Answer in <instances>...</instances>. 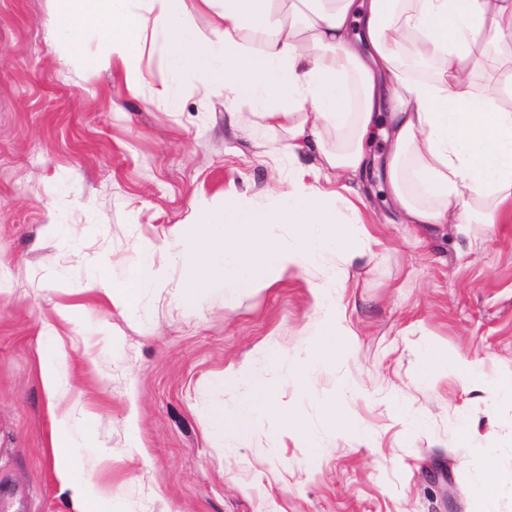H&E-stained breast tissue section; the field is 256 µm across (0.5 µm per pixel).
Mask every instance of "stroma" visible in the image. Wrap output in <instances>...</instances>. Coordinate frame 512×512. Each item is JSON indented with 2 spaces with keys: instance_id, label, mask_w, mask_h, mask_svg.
Instances as JSON below:
<instances>
[{
  "instance_id": "stroma-1",
  "label": "stroma",
  "mask_w": 512,
  "mask_h": 512,
  "mask_svg": "<svg viewBox=\"0 0 512 512\" xmlns=\"http://www.w3.org/2000/svg\"><path fill=\"white\" fill-rule=\"evenodd\" d=\"M51 14L52 0H0V483L24 490L29 512H72L39 370L57 343L59 401L74 436H94L73 451L77 474H111L112 512H471L469 484L486 461L512 474V399L443 372L430 385L416 378L431 342L481 358L484 376L512 373V221L403 224L379 175L366 176L371 252L350 265L346 287L329 290L354 330L351 355L314 368L315 396L301 399L289 376L315 341L313 277L217 289L187 309L182 270L159 247L194 198L234 189L269 206L292 167L269 157L285 133L247 103L249 124L229 127L223 91L176 74L161 42L147 41L128 71L92 68L104 49L95 36L62 57ZM142 248L166 272L143 293L144 314L78 291L102 259L124 279ZM67 306L76 320L59 317ZM266 350L281 359L265 382L282 404L302 403L323 450L314 464L264 417L236 437L210 430V409L236 408L251 385L242 367ZM339 402L366 440L330 422ZM397 403L422 417L421 430L393 418ZM463 419L466 448L454 435Z\"/></svg>"
}]
</instances>
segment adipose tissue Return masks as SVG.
<instances>
[{
    "label": "adipose tissue",
    "instance_id": "obj_1",
    "mask_svg": "<svg viewBox=\"0 0 512 512\" xmlns=\"http://www.w3.org/2000/svg\"><path fill=\"white\" fill-rule=\"evenodd\" d=\"M60 47L78 55L87 34L106 44L92 61L97 70L130 68L144 52L146 36L161 37L176 67L203 85L227 86V98L260 110L268 127L284 131L290 159L313 156L315 171L331 175L383 170L395 209L405 224H497L512 217V81L500 73L512 64V0H198L210 16V33L190 22L186 0H57ZM439 60L431 78H414L397 63L405 45ZM386 121L385 157L366 145ZM335 129L336 144L323 132ZM307 171L292 172L288 191L263 208L236 192L224 195L220 211L194 204L163 242L182 266L181 305L192 307L213 290L251 292L268 288L293 270L317 268L322 252L339 248L342 263L333 278L344 283L352 261L362 256L367 233L348 223L352 202L307 183ZM292 227L282 244L271 225ZM161 271L132 262L126 279L112 281L105 265L89 274L84 289L136 313L145 289ZM318 339L309 364L347 360L353 331L322 285H314ZM278 422L316 458L300 409L281 410L274 389L255 383L234 416L216 410L214 427L245 432L257 416ZM70 416L55 421V471L74 512H98L112 496L109 481L75 475L69 448Z\"/></svg>",
    "mask_w": 512,
    "mask_h": 512
}]
</instances>
